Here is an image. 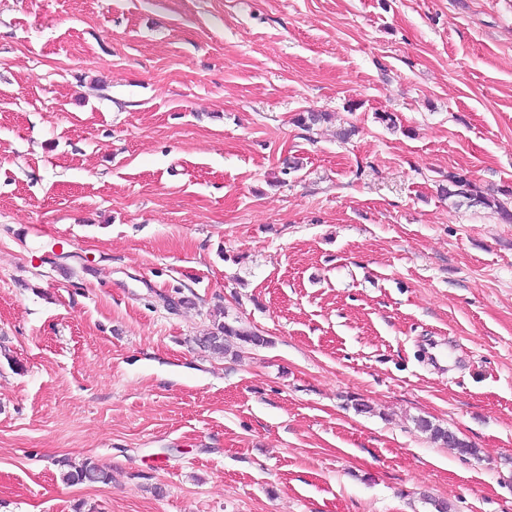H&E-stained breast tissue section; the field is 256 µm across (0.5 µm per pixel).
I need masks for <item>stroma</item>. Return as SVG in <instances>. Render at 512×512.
I'll use <instances>...</instances> for the list:
<instances>
[{"mask_svg":"<svg viewBox=\"0 0 512 512\" xmlns=\"http://www.w3.org/2000/svg\"><path fill=\"white\" fill-rule=\"evenodd\" d=\"M452 174L512 209V0H0V512H512V224ZM440 192L445 198H464L470 207L491 209L506 221L510 223L512 221V210L509 211L502 201L493 195L484 193L456 175H449L448 186H442ZM238 321L215 322L213 330L197 340L200 349L212 355L237 356L238 348L245 345L262 347L268 344V339L257 331L235 325ZM415 427L422 433L428 434L429 438L434 442H442L444 444H452L455 448H459L462 453H472L473 448L466 442L458 439L455 434L448 429L436 424L424 417H418L414 420ZM60 463L61 466L68 468L62 472V479L68 484L106 483L110 479L109 472L90 459H86L78 465L69 461H61Z\"/></svg>","mask_w":512,"mask_h":512,"instance_id":"1","label":"stroma"}]
</instances>
